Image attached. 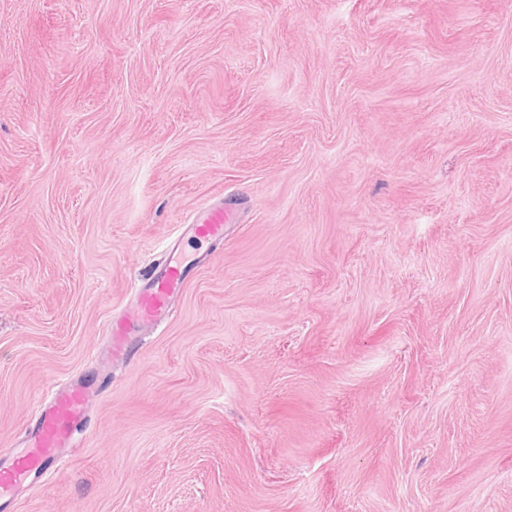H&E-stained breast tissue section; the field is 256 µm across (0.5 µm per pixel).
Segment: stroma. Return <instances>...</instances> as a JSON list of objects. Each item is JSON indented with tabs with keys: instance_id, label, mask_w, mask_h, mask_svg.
<instances>
[{
	"instance_id": "obj_1",
	"label": "stroma",
	"mask_w": 512,
	"mask_h": 512,
	"mask_svg": "<svg viewBox=\"0 0 512 512\" xmlns=\"http://www.w3.org/2000/svg\"><path fill=\"white\" fill-rule=\"evenodd\" d=\"M217 201L13 512H512V0H0V450ZM229 218L224 204H214L201 211L192 224H186L184 233L201 243H220L224 241V228ZM200 257L186 260L178 252L177 243L168 249L166 260L152 268L135 288L131 312L109 326L107 342L99 353L104 366L111 368L114 363L130 360L135 354V336L170 315Z\"/></svg>"
}]
</instances>
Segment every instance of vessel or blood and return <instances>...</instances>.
Instances as JSON below:
<instances>
[{"instance_id":"obj_1","label":"vessel or blood","mask_w":512,"mask_h":512,"mask_svg":"<svg viewBox=\"0 0 512 512\" xmlns=\"http://www.w3.org/2000/svg\"><path fill=\"white\" fill-rule=\"evenodd\" d=\"M229 218V211L215 204L201 211L184 232L202 243H220ZM195 266V261L181 256L177 247L168 249L166 260L152 268L136 288L131 312L109 326L107 342L99 353L104 366L132 358L136 336L170 315ZM93 394L92 387L80 377L47 393L35 424L15 448L0 455V510L14 501L21 487L34 484L64 463L76 436L89 427Z\"/></svg>"}]
</instances>
